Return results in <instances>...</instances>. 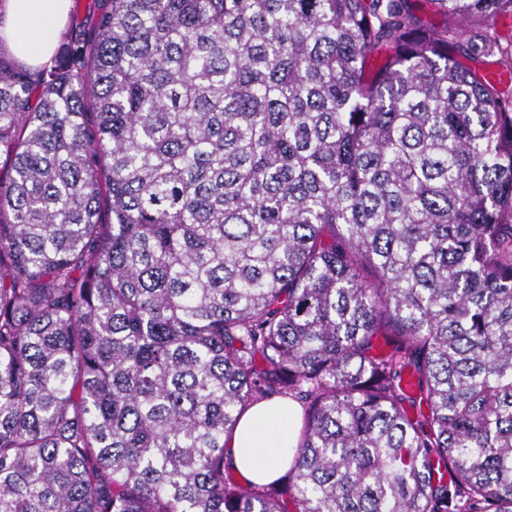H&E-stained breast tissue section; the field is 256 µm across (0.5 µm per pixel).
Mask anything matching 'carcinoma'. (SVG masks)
Listing matches in <instances>:
<instances>
[{"label": "carcinoma", "instance_id": "carcinoma-1", "mask_svg": "<svg viewBox=\"0 0 512 512\" xmlns=\"http://www.w3.org/2000/svg\"><path fill=\"white\" fill-rule=\"evenodd\" d=\"M428 2L101 0L49 65L0 47V512H512V89L460 61L512 76V0ZM272 397L296 453L242 487ZM300 412L295 402L272 398L249 407L232 434L225 438L230 466L250 482L265 484L280 478L290 466L300 430ZM237 484L247 479L233 469Z\"/></svg>", "mask_w": 512, "mask_h": 512}]
</instances>
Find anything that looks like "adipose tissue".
<instances>
[{"label":"adipose tissue","instance_id":"1","mask_svg":"<svg viewBox=\"0 0 512 512\" xmlns=\"http://www.w3.org/2000/svg\"><path fill=\"white\" fill-rule=\"evenodd\" d=\"M70 0H7L0 37L33 69L54 57L68 21ZM300 412L295 402L272 398L249 407L226 439L227 460L250 482L265 484L288 469L297 446Z\"/></svg>","mask_w":512,"mask_h":512}]
</instances>
